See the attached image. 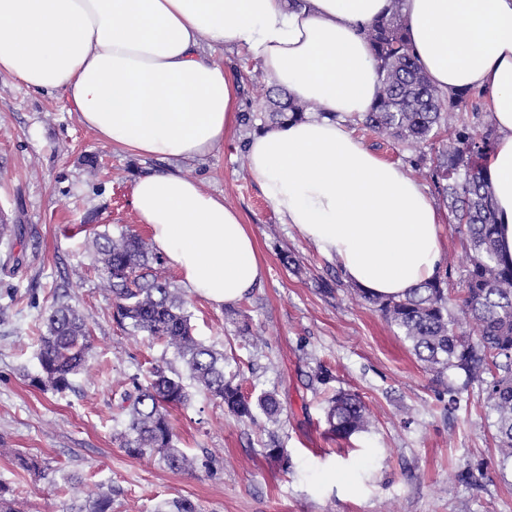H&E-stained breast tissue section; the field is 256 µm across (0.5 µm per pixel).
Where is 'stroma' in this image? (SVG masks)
Listing matches in <instances>:
<instances>
[{
    "mask_svg": "<svg viewBox=\"0 0 512 512\" xmlns=\"http://www.w3.org/2000/svg\"><path fill=\"white\" fill-rule=\"evenodd\" d=\"M214 55L235 74L243 110L263 106L267 84L239 48ZM244 126L208 157L143 160L99 140L62 91L36 92L0 75V214L20 225L10 272L0 270V486L25 512H70L97 489L112 512H159L188 498L201 512H512V467H500L496 416L486 385L445 386L410 343L291 225L251 178ZM178 169L223 196L248 224L265 266L242 301L215 306L191 295L193 334L225 357L245 395L275 393L282 413L242 420L194 392L170 409L174 443L198 459L191 473L157 457L128 455L119 405L133 378H146L163 348L122 330L94 247L97 234L149 236L131 204L134 180ZM88 317L94 364L59 393L36 386L38 336L55 299ZM358 394L366 432L329 436L324 398ZM277 443L293 471L266 449ZM21 453L37 463L19 469Z\"/></svg>",
    "mask_w": 512,
    "mask_h": 512,
    "instance_id": "stroma-1",
    "label": "stroma"
}]
</instances>
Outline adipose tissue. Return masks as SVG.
Returning a JSON list of instances; mask_svg holds the SVG:
<instances>
[{
	"instance_id": "obj_1",
	"label": "adipose tissue",
	"mask_w": 512,
	"mask_h": 512,
	"mask_svg": "<svg viewBox=\"0 0 512 512\" xmlns=\"http://www.w3.org/2000/svg\"><path fill=\"white\" fill-rule=\"evenodd\" d=\"M389 0H0V74L64 90L80 123L141 158L194 161L233 132L237 85L212 49H243L314 114L252 135L251 177L367 294L403 297L433 280L441 217L422 184L354 134L378 74L364 29ZM431 82L490 97L486 161L501 257L512 262V0H402ZM132 206L183 286L217 306L259 286L264 267L241 214L172 170L139 176Z\"/></svg>"
}]
</instances>
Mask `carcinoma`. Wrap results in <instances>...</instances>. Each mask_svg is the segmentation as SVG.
<instances>
[{
	"instance_id": "cac0c4a2",
	"label": "carcinoma",
	"mask_w": 512,
	"mask_h": 512,
	"mask_svg": "<svg viewBox=\"0 0 512 512\" xmlns=\"http://www.w3.org/2000/svg\"><path fill=\"white\" fill-rule=\"evenodd\" d=\"M402 0H391L388 12L365 29L379 74V90L370 111L359 124L418 153L415 170L433 180L450 209L454 224L466 242L469 260L466 278L456 294L448 293L447 279L439 276L411 289L399 299L375 298L382 314L411 343L417 359L443 375L462 373L471 380L482 373L491 376L486 402L496 414L500 462L512 463V265L498 255V223L486 159L495 143L490 122L480 107L472 119L462 113L470 91L447 94L437 88L419 66L406 35ZM269 111L241 114V122L254 126L268 120L280 126L303 119L310 105L274 88L267 98ZM452 133L427 159L421 153L447 129ZM94 244L102 271L111 286L112 314L128 326L173 350L184 366L179 371L155 365L146 383L133 379L124 395L125 429L121 447L130 456L146 451L159 454L171 471L191 472L195 460L173 443L168 409L186 408L189 379L212 399L241 419L255 412L276 419L282 412L277 396L264 392L256 399L244 395L241 386L226 376L228 359L193 336L190 302L155 266L161 257L140 235L125 231L117 237L99 233ZM470 326L473 332L464 331ZM40 337L41 376L35 379L57 392L72 386L74 376L87 370L92 358L87 317L73 306L56 301L45 318ZM326 421L332 435L346 439L364 431L367 408L355 393L339 392L327 399ZM70 512H112L111 494L100 492L89 507Z\"/></svg>"
}]
</instances>
